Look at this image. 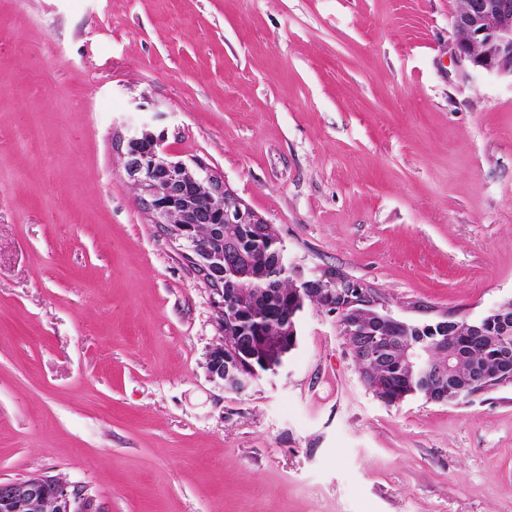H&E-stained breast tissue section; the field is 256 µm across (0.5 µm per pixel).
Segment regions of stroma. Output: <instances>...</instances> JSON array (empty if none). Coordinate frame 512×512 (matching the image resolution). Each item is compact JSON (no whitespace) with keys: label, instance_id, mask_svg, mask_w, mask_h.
Listing matches in <instances>:
<instances>
[{"label":"stroma","instance_id":"1","mask_svg":"<svg viewBox=\"0 0 512 512\" xmlns=\"http://www.w3.org/2000/svg\"><path fill=\"white\" fill-rule=\"evenodd\" d=\"M458 0H0V481L103 512H512V385L388 405L339 319L245 393L218 312L119 143L165 132L394 315L512 299V81L453 52ZM103 512L89 487L35 475L0 482V512Z\"/></svg>","mask_w":512,"mask_h":512}]
</instances>
